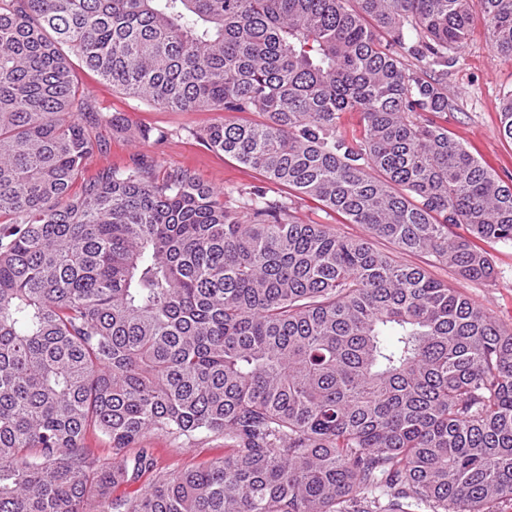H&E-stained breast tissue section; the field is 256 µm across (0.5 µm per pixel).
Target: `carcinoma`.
Here are the masks:
<instances>
[{
    "mask_svg": "<svg viewBox=\"0 0 512 512\" xmlns=\"http://www.w3.org/2000/svg\"><path fill=\"white\" fill-rule=\"evenodd\" d=\"M512 0H0V512H496L512 499V329L422 266L243 210L187 170L81 179L75 62L151 106L257 112L201 139L467 280L512 242V183L438 121ZM418 62L406 66L405 58ZM346 112L360 135L340 132ZM499 132L512 140V91ZM106 438L112 455L87 444ZM148 432L222 435L157 468ZM154 474L127 498L114 492Z\"/></svg>",
    "mask_w": 512,
    "mask_h": 512,
    "instance_id": "obj_1",
    "label": "carcinoma"
}]
</instances>
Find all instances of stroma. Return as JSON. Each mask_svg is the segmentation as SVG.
<instances>
[{
	"instance_id": "obj_1",
	"label": "stroma",
	"mask_w": 512,
	"mask_h": 512,
	"mask_svg": "<svg viewBox=\"0 0 512 512\" xmlns=\"http://www.w3.org/2000/svg\"><path fill=\"white\" fill-rule=\"evenodd\" d=\"M79 77L97 107L122 114L129 124L168 134L163 143L157 144L133 141L103 129L107 146L89 160L88 174L124 169L138 162L153 166L160 176L185 169L201 182L223 190L226 204L233 209L241 208L243 198L253 188L262 187L268 198H292L294 216L301 223L324 224L347 237L366 236L364 226L343 223L309 198L291 197L289 190L266 182L259 173L232 157L215 153L202 141L203 130L212 123L241 122L244 114L158 109L125 95L88 70H80ZM446 84L452 108L444 118L452 136L497 174L512 176V141L499 133L501 100L504 93L512 90V59L494 52L484 27H476L457 63L449 67ZM374 246L396 253L394 245L382 239L375 240ZM487 250L495 269L494 279L487 282L462 279L442 264L426 265L424 257L417 254L396 255L401 263L426 266L431 277L456 288L486 309L500 325L512 328V243H491ZM141 445L152 449L159 467L171 472L222 458L229 448L228 441L217 435H202L189 442L153 432L142 439Z\"/></svg>"
}]
</instances>
